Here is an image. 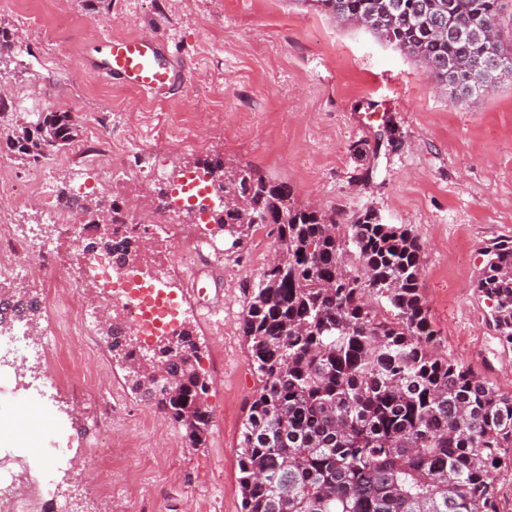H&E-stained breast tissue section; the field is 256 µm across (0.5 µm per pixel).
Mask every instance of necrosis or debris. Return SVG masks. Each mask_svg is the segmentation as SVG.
<instances>
[{"instance_id": "necrosis-or-debris-1", "label": "necrosis or debris", "mask_w": 512, "mask_h": 512, "mask_svg": "<svg viewBox=\"0 0 512 512\" xmlns=\"http://www.w3.org/2000/svg\"><path fill=\"white\" fill-rule=\"evenodd\" d=\"M204 179L200 172H188L175 188L166 212L150 215L145 205H138L121 224V233L137 238L163 236L170 261L186 270L193 268L200 256L198 226L178 223L175 215L181 209L199 206V199L192 196L191 191L200 187ZM0 195L11 196L19 210L27 208L31 200L41 201L51 222V229L46 232L37 226L16 224L11 215L0 216V284L23 278L43 281L49 290L48 302L65 313L51 345L33 344L23 333L7 341L8 351L14 357L34 358L44 363L42 381L45 385L58 387L77 374V365L62 362L60 352L77 348L87 332L105 321L110 313L111 304H104L99 296L82 294L86 268L94 269L98 287L113 297V304L124 309L125 327L134 335L147 338L171 330L172 304L160 300L151 284L134 283L131 264H115L106 251L92 249L82 253L74 264L59 270L54 280H47L50 263L73 233H82L87 238L93 234L90 217L80 216L64 204L53 203L49 169L34 170L21 187L1 173ZM36 468L37 475L29 477L25 489L19 490L13 485V473L7 461L0 459V512H88V500L76 502L52 490L47 463H37Z\"/></svg>"}]
</instances>
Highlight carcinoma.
<instances>
[{
	"mask_svg": "<svg viewBox=\"0 0 512 512\" xmlns=\"http://www.w3.org/2000/svg\"><path fill=\"white\" fill-rule=\"evenodd\" d=\"M322 9L352 17L390 9L396 22L388 42L432 66L453 64L470 77L479 45L452 32L478 19L499 25L503 0H453L451 13L417 17L431 0H316ZM29 129L8 136L11 147L37 163L49 156L46 139L69 145L78 137L71 114L49 111ZM213 193L242 201L216 209L210 221L239 246L256 216L272 226L280 265L267 266L251 292L241 330L260 385L243 420L238 455L243 512H498L495 472L512 448V395L434 347L420 288L423 247L406 224H384L367 210L348 224L295 202L290 187L251 167L225 170L205 162ZM112 224L96 228L95 244L124 256L140 248L118 238ZM476 281L490 303L498 342L512 347V238L481 249ZM385 301L379 310L372 299ZM14 306L34 322L39 304L22 290ZM113 311L102 328L123 360L132 392L181 425L194 446L209 432L211 411L197 401L207 383L196 367L198 345L188 327L160 336L154 356L178 371L166 393L149 395L140 373V347Z\"/></svg>",
	"mask_w": 512,
	"mask_h": 512,
	"instance_id": "carcinoma-1",
	"label": "carcinoma"
}]
</instances>
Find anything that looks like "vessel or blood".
<instances>
[{"label":"vessel or blood","mask_w":512,"mask_h":512,"mask_svg":"<svg viewBox=\"0 0 512 512\" xmlns=\"http://www.w3.org/2000/svg\"><path fill=\"white\" fill-rule=\"evenodd\" d=\"M106 74L119 75L136 89L158 94L171 88L178 80V71L160 61L161 47L148 36L122 37L107 40Z\"/></svg>","instance_id":"vessel-or-blood-1"}]
</instances>
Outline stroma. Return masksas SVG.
I'll return each instance as SVG.
<instances>
[{
	"label": "stroma",
	"mask_w": 512,
	"mask_h": 512,
	"mask_svg": "<svg viewBox=\"0 0 512 512\" xmlns=\"http://www.w3.org/2000/svg\"><path fill=\"white\" fill-rule=\"evenodd\" d=\"M1 27L19 36L0 58V85L14 103L0 123V167L17 180L31 166L8 149L5 131L54 109L71 113L85 141L86 115L102 112L110 147L98 163L114 200L157 201L191 160L219 157L291 186L300 204L409 225L424 250L420 288L440 352L512 393V347L498 344L475 288L482 247L512 237V78L453 105L419 58L311 0H0ZM132 35L159 41L181 75L172 90L144 93L96 69L105 40ZM185 124L199 147H167L165 135ZM361 142L377 154L358 159ZM114 145L125 150L123 165L113 162ZM366 164L373 175L364 183ZM199 239L207 294L188 297L186 309L209 388L203 445L191 447L163 416H143L148 402L127 388L100 328L85 381L58 386L53 400L38 402L33 378L16 381L13 365H0V381L14 387L0 413L23 401L53 421L37 447L10 456L28 463L65 449L55 483L93 494L94 512H155L164 488L180 491L177 512H242L239 442L259 380L239 326L279 244L264 226L237 248L212 223ZM118 401L129 414L112 423L114 459L91 471L100 416Z\"/></svg>",
	"instance_id": "obj_1"
}]
</instances>
